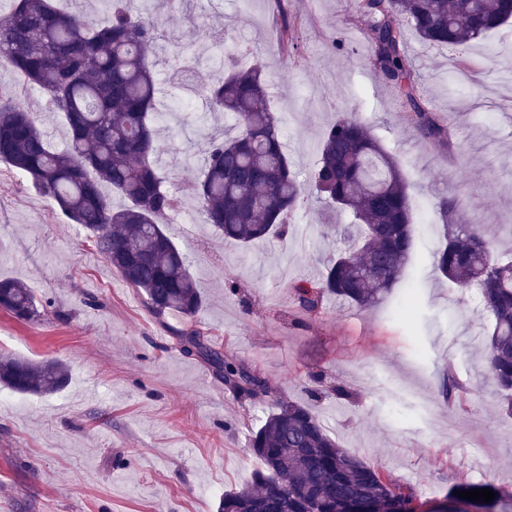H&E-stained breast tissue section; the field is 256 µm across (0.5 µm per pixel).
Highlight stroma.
<instances>
[{
  "label": "stroma",
  "mask_w": 512,
  "mask_h": 512,
  "mask_svg": "<svg viewBox=\"0 0 512 512\" xmlns=\"http://www.w3.org/2000/svg\"><path fill=\"white\" fill-rule=\"evenodd\" d=\"M285 15L298 25L291 55L277 39ZM161 27L151 55L158 100L181 101L193 115L181 127L158 126L168 188L182 193L198 177L204 145L226 123L173 83L172 47H187L188 63L206 71L236 49L239 65L262 69L276 88L270 105L285 121L300 181L339 115L370 126L409 185L415 246L399 288L376 306L331 299L304 316L295 284L318 279L344 247L338 235L321 234L317 204L295 212L287 238L246 247L204 224L194 199L170 213L167 227L203 295L193 322L266 379L271 392L258 402L225 390L206 364L185 356L171 332L178 318H156L81 227L0 162V275L21 280L47 307L32 323L0 310V353L68 368L67 384L51 395L0 385V512H216L220 496L258 468L250 438L280 400L312 407L342 448L410 488L417 512H433L463 482L493 485L512 501V418L482 358L489 321L477 293L435 266L443 194L460 199V220L488 229L494 255L512 256V72L480 74L512 42V27L470 43L473 80L451 77L447 51L408 33L420 92L451 124L443 145L419 136L371 67L356 0H190ZM0 84L17 87L51 144L65 149L67 129L48 94L18 87L2 64ZM229 279L237 293L226 292ZM408 284L414 304L400 318ZM449 373L463 387L451 401L442 390ZM336 384L345 395L333 392Z\"/></svg>",
  "instance_id": "1"
}]
</instances>
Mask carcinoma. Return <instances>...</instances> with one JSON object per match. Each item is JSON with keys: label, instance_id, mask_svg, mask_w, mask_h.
Segmentation results:
<instances>
[{"label": "carcinoma", "instance_id": "obj_1", "mask_svg": "<svg viewBox=\"0 0 512 512\" xmlns=\"http://www.w3.org/2000/svg\"><path fill=\"white\" fill-rule=\"evenodd\" d=\"M109 16L95 22L55 0H14L0 15V60L23 85L42 88L69 131V145L51 148L33 113L0 86V161L50 197L70 223L159 319L192 318L203 304L186 256L164 220L180 199L154 167L155 127L161 117L148 50L162 36L158 12H181L188 0H102ZM368 19L369 60L397 88L421 136L447 141L449 131L420 97L406 30L422 43L457 53L455 70L470 69L463 48L512 20V0H360ZM211 110L233 119L235 135L207 143L203 174L188 189L204 222L224 239L248 245L286 237L306 197L285 150L284 120L269 106L255 69L227 60L224 77L200 84ZM310 190L351 223L347 247L330 259L321 279L294 286L306 314L335 296L358 307L377 303L400 282L415 242L408 184L395 160L365 122L339 116L323 132ZM125 204H112L109 192ZM443 242L440 274L457 287L479 291L491 331L485 360L506 412H512V263L491 252L481 224L450 220L458 199L437 204ZM0 309L19 322L41 317L24 283L0 279ZM181 351L212 368L224 389L240 396L265 378L224 355L191 323L173 330ZM68 380L61 360L35 362L0 353V384L18 394H46ZM260 469L242 487L224 493L219 512H413L412 492L340 447L307 405L283 401L252 435Z\"/></svg>", "mask_w": 512, "mask_h": 512}]
</instances>
